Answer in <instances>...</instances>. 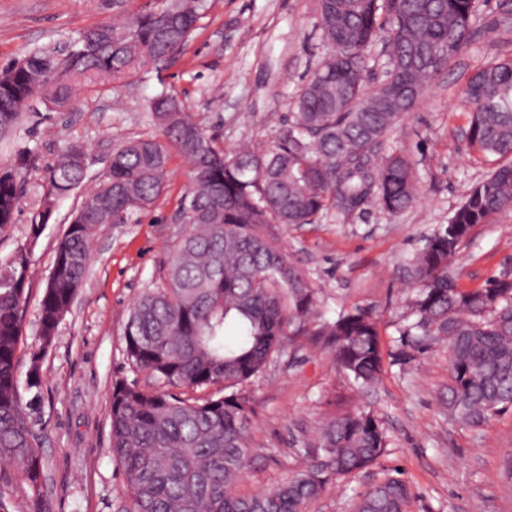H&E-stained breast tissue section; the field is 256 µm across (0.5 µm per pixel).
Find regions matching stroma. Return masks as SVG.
<instances>
[{
	"instance_id": "1",
	"label": "stroma",
	"mask_w": 512,
	"mask_h": 512,
	"mask_svg": "<svg viewBox=\"0 0 512 512\" xmlns=\"http://www.w3.org/2000/svg\"><path fill=\"white\" fill-rule=\"evenodd\" d=\"M155 4L0 0V69L37 48L64 50L84 29L124 26ZM509 14L512 0H474L471 40L383 143V151L398 150L414 164L418 198L412 207L391 215L370 206L284 230L289 257L321 291L322 319L355 307L370 310L384 349L395 347L414 291L410 259L494 165L466 148L469 114L462 92L480 64L512 54V29L501 25ZM317 22V0H207L182 52L121 80L83 79L76 96L63 103L39 94L0 134V168L27 159L15 220L0 231V257L32 248L17 374L25 376L32 353L42 352L41 401L31 418L44 437L47 512H120L128 501L112 456V384L118 378L148 383L126 361L124 325L138 298L161 283L170 253L188 229L179 219L189 186L186 159L172 154L165 190L148 210L94 236L86 280L44 351L39 307L57 241L112 151L157 135L149 104L159 94L177 96L221 147L258 154L269 149L286 129L295 98L323 52ZM71 146L87 153V177L57 200L40 236L32 237L31 223L50 190L47 169ZM452 269L463 289L512 276V210L478 225ZM384 367L381 383L366 396L349 384L317 337L287 342L249 388L254 459L239 491H261L300 470L332 413L331 401L340 399L376 411L389 452L378 464L328 485L310 512H354L358 495L394 471L413 493L407 512H512V409L479 428L449 419L441 404L450 377L444 345L411 364L388 359Z\"/></svg>"
}]
</instances>
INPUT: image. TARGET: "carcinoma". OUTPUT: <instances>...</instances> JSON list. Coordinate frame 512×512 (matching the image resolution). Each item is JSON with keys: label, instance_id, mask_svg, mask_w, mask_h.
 Returning <instances> with one entry per match:
<instances>
[{"label": "carcinoma", "instance_id": "obj_1", "mask_svg": "<svg viewBox=\"0 0 512 512\" xmlns=\"http://www.w3.org/2000/svg\"><path fill=\"white\" fill-rule=\"evenodd\" d=\"M318 2L325 54L272 148L226 152L174 96L161 94L151 114L164 139L115 150L57 243L58 278L40 302V337L47 345L85 278L96 230L161 195L171 152L191 163L188 231L161 285L134 303L124 327L126 360L151 386L125 379L112 386V456L130 492L124 512H307L329 483L387 453L375 413L344 410L323 423L305 468L257 494L237 490L253 456L247 387L286 340L305 334L319 316V289L288 258L282 229L331 212L350 215L375 205L398 213L415 203L412 163L395 151L382 156L378 148L473 35V0ZM204 7L205 0H165L123 30L110 24L83 30L62 55L29 53L0 71V127L15 124L27 102L62 76L114 78L173 56ZM382 35L386 79L367 91L366 52ZM463 97L470 112L468 149L503 164L412 257L415 292L408 309L414 321L390 357L405 365L448 343L443 407L453 420L477 428L512 408V279L465 291L450 268L472 228L512 208V58L479 66ZM24 165L21 159L0 177V231L13 223ZM86 170L81 148L62 153L48 170L51 194L68 195ZM30 266L23 248L0 259V472L16 469L31 512H46L42 437L29 417L40 398V355L32 357L25 383L17 376L22 284ZM318 335L353 386L368 391L379 384L383 347L371 312L344 310ZM24 390L32 393L26 402ZM410 495L407 482L389 474L359 495L355 512H407Z\"/></svg>", "mask_w": 512, "mask_h": 512}]
</instances>
